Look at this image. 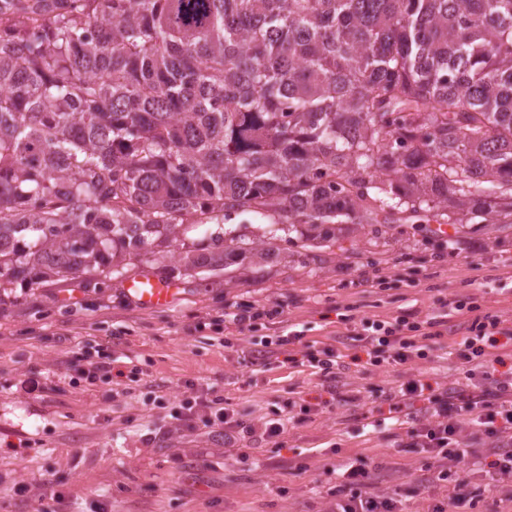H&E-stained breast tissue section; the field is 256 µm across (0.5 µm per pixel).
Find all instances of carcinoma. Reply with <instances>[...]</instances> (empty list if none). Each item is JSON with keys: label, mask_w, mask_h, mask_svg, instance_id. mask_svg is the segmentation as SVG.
I'll use <instances>...</instances> for the list:
<instances>
[{"label": "carcinoma", "mask_w": 512, "mask_h": 512, "mask_svg": "<svg viewBox=\"0 0 512 512\" xmlns=\"http://www.w3.org/2000/svg\"><path fill=\"white\" fill-rule=\"evenodd\" d=\"M236 213L512 218V0H0V284Z\"/></svg>", "instance_id": "cac0c4a2"}]
</instances>
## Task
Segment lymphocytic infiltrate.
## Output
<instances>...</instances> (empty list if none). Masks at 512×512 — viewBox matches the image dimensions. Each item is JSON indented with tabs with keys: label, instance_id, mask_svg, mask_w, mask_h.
I'll list each match as a JSON object with an SVG mask.
<instances>
[{
	"label": "lymphocytic infiltrate",
	"instance_id": "obj_1",
	"mask_svg": "<svg viewBox=\"0 0 512 512\" xmlns=\"http://www.w3.org/2000/svg\"><path fill=\"white\" fill-rule=\"evenodd\" d=\"M468 316L467 334L451 353L462 365L483 363L507 335L498 316L482 312L474 299L444 298L437 315L419 319L416 312H404L390 320L362 319L359 329L323 346L306 345L302 366L314 369L324 381L335 382L347 369V349L365 353L366 363L387 369L428 358L441 347L448 333V320ZM388 414L395 429L404 430L408 447L425 455L429 483L443 491L444 497L430 512H451L459 503L455 488L466 485V455L460 445L466 431L475 430L493 439L485 458V476L495 484L512 483V371L500 378L473 387L457 386L442 391L430 384L410 380L397 395L388 397ZM177 421L200 419L205 426L224 430L225 447H234L239 435L269 441L282 436L288 415L254 426L223 398H187L174 414ZM329 512H401L398 498L373 491L369 471L349 466L342 474L336 500Z\"/></svg>",
	"mask_w": 512,
	"mask_h": 512
}]
</instances>
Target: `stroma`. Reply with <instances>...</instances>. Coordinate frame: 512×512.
<instances>
[{"instance_id": "stroma-1", "label": "stroma", "mask_w": 512, "mask_h": 512, "mask_svg": "<svg viewBox=\"0 0 512 512\" xmlns=\"http://www.w3.org/2000/svg\"><path fill=\"white\" fill-rule=\"evenodd\" d=\"M215 234L211 224L180 232L95 287L80 275L0 288V512H328L336 472L351 462L369 470L376 492L399 493L405 512H424L433 490L418 482L421 454L401 448L380 416L367 428L358 418L409 378L479 385L484 367L464 373L441 351L389 369L353 365L331 394L310 368L252 365L249 339L228 348L198 323L249 302L280 308L267 335L294 329L306 343L332 344L346 331L342 314L388 320L411 309L425 318L439 298L474 295L510 328L512 228L340 224L337 242L308 250L280 234L274 258L248 268L181 261ZM142 277L173 283L172 303L129 301L126 283ZM103 354L113 377L94 372ZM212 393L255 424L301 403L317 411L244 459L219 427L173 418L180 400ZM355 393L361 403L349 402ZM464 493L458 512H512V485L481 470Z\"/></svg>"}]
</instances>
